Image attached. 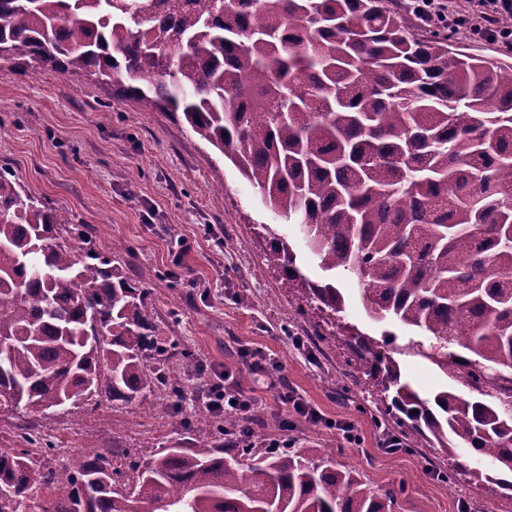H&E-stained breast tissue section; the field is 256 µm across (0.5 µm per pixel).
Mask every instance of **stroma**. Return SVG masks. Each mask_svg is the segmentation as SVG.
<instances>
[{
    "label": "stroma",
    "mask_w": 512,
    "mask_h": 512,
    "mask_svg": "<svg viewBox=\"0 0 512 512\" xmlns=\"http://www.w3.org/2000/svg\"><path fill=\"white\" fill-rule=\"evenodd\" d=\"M19 179L27 194L68 209L88 225L103 251L116 240L133 250L131 278H145L159 323L179 320L178 340L208 372L232 375L251 395L259 412L252 418L251 447H332L372 486L400 487L397 512H512L485 482L487 462L468 458L474 480L448 486L437 470L448 462L437 450L385 447L386 436L362 407V387L348 365L344 328L358 326L374 337L390 333L403 374L422 396L446 389L467 396L466 388L442 376L419 357L405 354L409 331L367 315L362 286L351 275H332L305 247L296 225L275 215L259 191L221 154L186 126L158 112L141 111L115 96L112 86L63 78L48 70L39 77L0 71V168ZM223 180H216V173ZM270 225L287 237L296 265L309 280L339 288L344 297L332 332L315 340L320 314L302 294H286L280 271L269 262L266 243L253 227ZM191 249L180 253L178 238ZM260 349L284 367L288 388L318 415L300 417L278 391L251 369L248 351ZM152 415L117 406L99 396L89 404L31 417L47 443L34 455L42 467L63 466L88 445L127 448L141 460L144 449L209 443V424L186 428L187 407L156 398ZM353 422L361 437L353 445L334 425Z\"/></svg>",
    "instance_id": "obj_1"
}]
</instances>
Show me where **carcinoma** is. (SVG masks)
Masks as SVG:
<instances>
[{
  "instance_id": "cac0c4a2",
  "label": "carcinoma",
  "mask_w": 512,
  "mask_h": 512,
  "mask_svg": "<svg viewBox=\"0 0 512 512\" xmlns=\"http://www.w3.org/2000/svg\"><path fill=\"white\" fill-rule=\"evenodd\" d=\"M455 34L413 23L405 0H0L9 71L37 62L112 84L144 112L188 126L229 159L267 206L300 227L326 271L363 285L366 312L413 332L409 352L472 394L423 398L389 343L355 328L346 345L378 426L405 448H435L468 475L465 448L512 475V64L451 49ZM284 291L333 322L338 288L303 281L269 229ZM131 247L98 250L67 210L0 169V410L44 414L102 394L144 414L160 394H192L191 354L164 340L151 292L133 283ZM153 448L117 479L112 448L40 467L0 448V512H396L334 448ZM229 457H224V454ZM247 456L252 462L245 463ZM60 489L58 498L44 499Z\"/></svg>"
}]
</instances>
